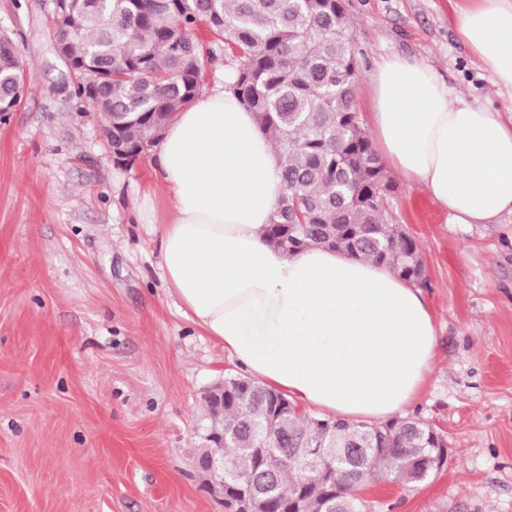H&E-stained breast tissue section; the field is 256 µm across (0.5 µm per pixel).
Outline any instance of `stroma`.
<instances>
[{
	"label": "stroma",
	"mask_w": 512,
	"mask_h": 512,
	"mask_svg": "<svg viewBox=\"0 0 512 512\" xmlns=\"http://www.w3.org/2000/svg\"><path fill=\"white\" fill-rule=\"evenodd\" d=\"M356 109L373 133L371 79L395 56L505 111L457 36L448 0H346ZM52 0H0L25 61L0 117V512H224L194 462L203 395L239 369L174 305L157 234L137 217L151 157L117 165L100 117L65 90ZM388 213L419 243L437 323L410 414L446 439L443 469L366 491L370 512H512V216L451 224L425 188L388 170Z\"/></svg>",
	"instance_id": "1"
}]
</instances>
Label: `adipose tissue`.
Returning <instances> with one entry per match:
<instances>
[{
    "label": "adipose tissue",
    "instance_id": "ef3b65f1",
    "mask_svg": "<svg viewBox=\"0 0 512 512\" xmlns=\"http://www.w3.org/2000/svg\"><path fill=\"white\" fill-rule=\"evenodd\" d=\"M450 23L498 88L512 91V0H449ZM374 149L420 183L452 224L512 215V113L451 96L409 58L377 70ZM162 201L158 267L192 322L261 385L350 422L379 423L415 402L437 327L418 288L388 267L266 235L284 194L272 140L223 87L172 115L152 150Z\"/></svg>",
    "mask_w": 512,
    "mask_h": 512
}]
</instances>
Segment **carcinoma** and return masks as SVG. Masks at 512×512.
Wrapping results in <instances>:
<instances>
[{
  "instance_id": "carcinoma-1",
  "label": "carcinoma",
  "mask_w": 512,
  "mask_h": 512,
  "mask_svg": "<svg viewBox=\"0 0 512 512\" xmlns=\"http://www.w3.org/2000/svg\"><path fill=\"white\" fill-rule=\"evenodd\" d=\"M205 29L201 39L197 30ZM53 37L73 72V101L98 97L102 130L125 146L153 148L171 115L200 93L217 61L224 89L255 114L283 159L286 191L267 237L288 254L321 246L409 276L418 242L387 216L391 182L355 108L358 86L344 0H54ZM25 69L0 30V113L15 106ZM224 427V464L238 474L224 512H289L305 472L289 459L336 425V463L300 496L299 512H322L331 494L348 512H367L370 484L423 483L448 458L444 436L419 418L350 424L300 413L284 394L246 377L224 378V407L205 405ZM264 438L267 448L257 447Z\"/></svg>"
}]
</instances>
